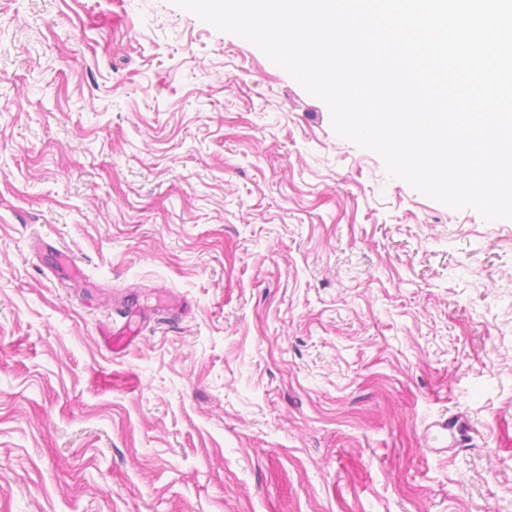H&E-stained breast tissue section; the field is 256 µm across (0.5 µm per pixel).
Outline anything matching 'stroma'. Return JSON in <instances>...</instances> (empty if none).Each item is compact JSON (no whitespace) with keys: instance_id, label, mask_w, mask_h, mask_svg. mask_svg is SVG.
I'll return each mask as SVG.
<instances>
[{"instance_id":"obj_1","label":"stroma","mask_w":512,"mask_h":512,"mask_svg":"<svg viewBox=\"0 0 512 512\" xmlns=\"http://www.w3.org/2000/svg\"><path fill=\"white\" fill-rule=\"evenodd\" d=\"M0 512H512V222L170 0H0ZM463 424L464 419L459 415L442 417L432 423L427 429L428 437L432 435L435 443L431 448L438 452H448V448H455L456 434L462 431Z\"/></svg>"}]
</instances>
